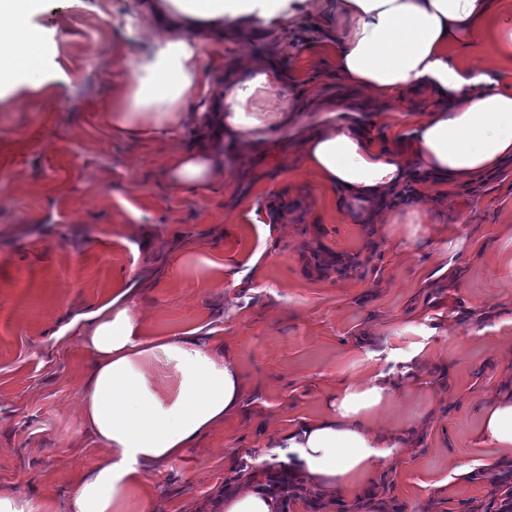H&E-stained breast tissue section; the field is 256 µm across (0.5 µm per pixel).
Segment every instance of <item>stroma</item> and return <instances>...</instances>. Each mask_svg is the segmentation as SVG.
<instances>
[{
	"label": "stroma",
	"instance_id": "obj_1",
	"mask_svg": "<svg viewBox=\"0 0 512 512\" xmlns=\"http://www.w3.org/2000/svg\"><path fill=\"white\" fill-rule=\"evenodd\" d=\"M288 12L225 25L205 65L219 77L275 58L304 89L306 117L260 148L225 146L205 190L168 181L188 131L112 132L104 107L146 47L132 0H43L29 16L40 76L0 87V497L69 512L75 484L109 458L83 422L84 315L119 290L145 335L199 330L243 380L223 426L141 470L150 512H224L225 490L279 475L277 434L379 374L394 393L376 426L409 432L408 447L342 494L294 491L283 512H503L512 460L480 429L512 394V163L470 185L416 183L411 200L434 221L414 239L390 234L383 213L353 223L306 167L304 135L332 117L389 146L432 102L344 83L324 36L336 0ZM495 32L488 20L460 57L512 85ZM342 98L358 111L335 112Z\"/></svg>",
	"mask_w": 512,
	"mask_h": 512
}]
</instances>
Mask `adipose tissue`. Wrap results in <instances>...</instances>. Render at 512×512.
<instances>
[{
	"label": "adipose tissue",
	"mask_w": 512,
	"mask_h": 512,
	"mask_svg": "<svg viewBox=\"0 0 512 512\" xmlns=\"http://www.w3.org/2000/svg\"><path fill=\"white\" fill-rule=\"evenodd\" d=\"M289 0H155L141 36L149 50L107 105L113 132L154 134L188 126L195 137L172 158L177 188L204 189L224 170L226 142L254 144L286 131L304 112L301 93L273 62L249 60L213 83L203 58L225 21L274 17ZM36 0H0V86L33 80L42 46L26 18ZM494 0H336V70L347 85L381 95L423 91L433 107L405 142L383 147L356 123L323 125L302 142L305 164L336 189L354 223L369 224L389 191L424 176L441 184L477 182L512 161V86L462 69L451 47L466 44ZM282 99L278 110L268 103ZM200 110L189 111L193 102ZM94 364L84 393L88 430L111 452L82 478L71 512H145L141 468L176 460L223 423L242 399L231 356L195 332L146 339L127 304L93 317ZM169 370L171 381L159 377ZM390 388L370 382L336 395L332 415L288 429L275 440L288 476L328 495L372 474L406 447L404 432L374 429ZM481 433L512 451V397L484 412Z\"/></svg>",
	"instance_id": "ef3b65f1"
}]
</instances>
